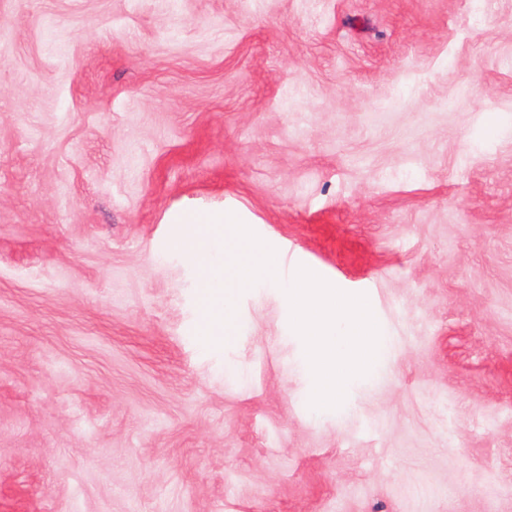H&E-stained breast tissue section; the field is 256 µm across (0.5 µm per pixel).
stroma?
Masks as SVG:
<instances>
[{
	"label": "stroma",
	"mask_w": 512,
	"mask_h": 512,
	"mask_svg": "<svg viewBox=\"0 0 512 512\" xmlns=\"http://www.w3.org/2000/svg\"><path fill=\"white\" fill-rule=\"evenodd\" d=\"M226 212L371 297L348 413L278 289L200 340ZM0 512H512V0H0Z\"/></svg>",
	"instance_id": "obj_1"
}]
</instances>
